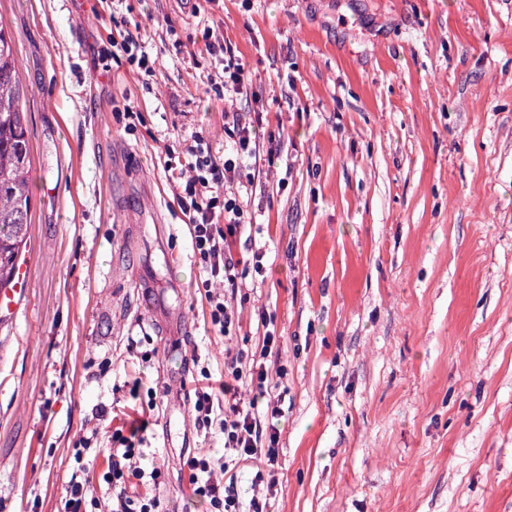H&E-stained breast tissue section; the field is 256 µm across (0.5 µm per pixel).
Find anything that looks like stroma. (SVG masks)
<instances>
[{
	"label": "stroma",
	"instance_id": "stroma-1",
	"mask_svg": "<svg viewBox=\"0 0 512 512\" xmlns=\"http://www.w3.org/2000/svg\"><path fill=\"white\" fill-rule=\"evenodd\" d=\"M28 112L35 199L29 288L0 320V501L58 512L71 454L91 441L103 500L113 413L160 385L137 485L168 512H209L183 456L224 452L188 392L224 353L267 358L288 395L277 484L260 459L229 467L242 505L267 512H512V0H0ZM139 23L155 74L102 63ZM244 67L240 94L209 92L205 28ZM142 122L127 131L125 100ZM257 124L261 154L239 234L261 272L225 337L199 293L176 187L161 160L224 115ZM157 353L140 368L134 341Z\"/></svg>",
	"mask_w": 512,
	"mask_h": 512
}]
</instances>
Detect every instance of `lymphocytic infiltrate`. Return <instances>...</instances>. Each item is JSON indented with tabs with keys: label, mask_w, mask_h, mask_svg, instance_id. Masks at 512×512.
Instances as JSON below:
<instances>
[{
	"label": "lymphocytic infiltrate",
	"mask_w": 512,
	"mask_h": 512,
	"mask_svg": "<svg viewBox=\"0 0 512 512\" xmlns=\"http://www.w3.org/2000/svg\"><path fill=\"white\" fill-rule=\"evenodd\" d=\"M204 47L212 55L224 58L219 75L209 76L211 89L231 94L239 93L244 84V70L231 47L214 40L212 29H205ZM228 134L233 141L231 153L225 157L213 154L211 147L199 135L192 136L181 152L167 151L164 167L179 186L178 205L190 223L192 249L200 266L207 274L202 286L209 305L210 323L222 334H230L239 322L238 313L230 300L237 292L244 260L233 248L239 232L252 225L249 197L252 183L238 180L243 163L256 156L257 134L240 117H233ZM278 336L266 332L260 357L247 362L242 357L228 358L224 364V380L220 387L211 382L198 383L194 388L193 411L199 427L219 423L224 432V458L214 457L200 448L186 460L189 483L195 496L208 501L211 512H240L239 498L233 485L219 480V473L227 472L229 457L261 455L267 466H275L279 457L280 432L275 424L281 415L280 397L270 396L271 378L264 363L274 348ZM249 385L253 395L242 402L240 389ZM266 400L271 424L260 425L255 409L258 400ZM223 410L221 421H214L216 410ZM146 423L129 416L116 419L111 428L113 448L111 461L103 475L105 482L116 487L109 510H102L98 497L89 491L81 479L87 469L85 455L88 441H81L73 453L72 478L62 501L60 512H164L160 500L131 495L126 486L131 481L160 484L164 474L160 468L144 469L146 455Z\"/></svg>",
	"instance_id": "1"
}]
</instances>
